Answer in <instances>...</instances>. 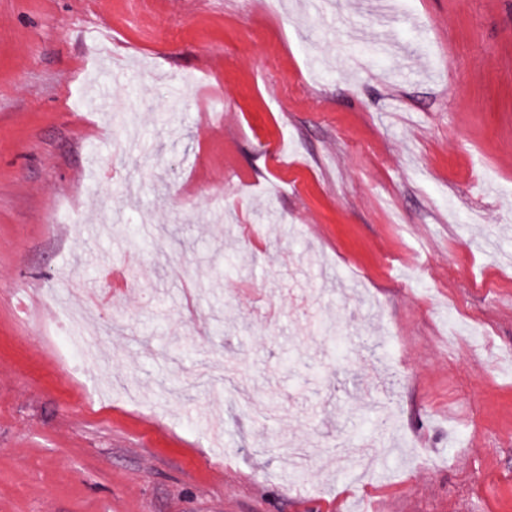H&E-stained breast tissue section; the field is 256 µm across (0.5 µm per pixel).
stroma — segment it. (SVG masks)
<instances>
[{"label":"stroma","instance_id":"35a3bbf8","mask_svg":"<svg viewBox=\"0 0 512 512\" xmlns=\"http://www.w3.org/2000/svg\"><path fill=\"white\" fill-rule=\"evenodd\" d=\"M388 3L0 0V512H512V0Z\"/></svg>","mask_w":512,"mask_h":512}]
</instances>
